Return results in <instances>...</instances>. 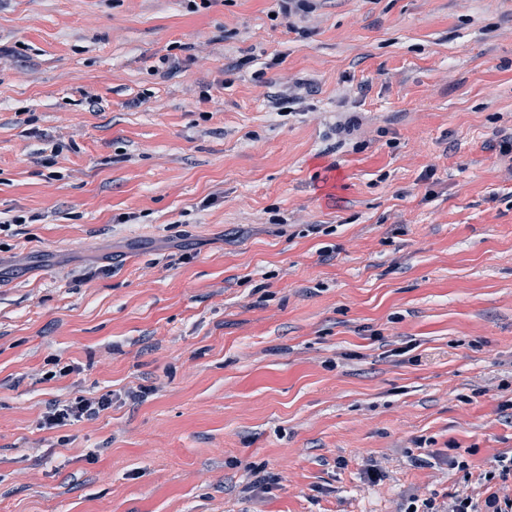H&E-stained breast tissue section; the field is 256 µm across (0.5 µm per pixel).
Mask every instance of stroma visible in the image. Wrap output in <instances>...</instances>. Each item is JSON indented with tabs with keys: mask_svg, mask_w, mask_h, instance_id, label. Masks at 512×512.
I'll use <instances>...</instances> for the list:
<instances>
[{
	"mask_svg": "<svg viewBox=\"0 0 512 512\" xmlns=\"http://www.w3.org/2000/svg\"><path fill=\"white\" fill-rule=\"evenodd\" d=\"M314 5L0 0V512H406L512 455V0ZM111 406V395L101 396L98 399L82 397L73 403L57 405L50 409L43 417L40 426L46 429L58 428L83 418L94 417Z\"/></svg>",
	"mask_w": 512,
	"mask_h": 512,
	"instance_id": "stroma-1",
	"label": "stroma"
}]
</instances>
